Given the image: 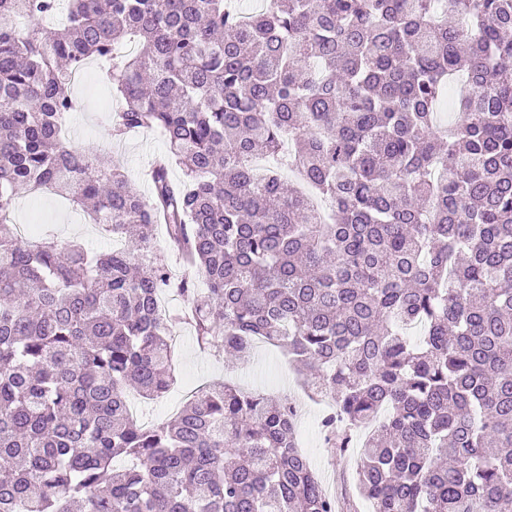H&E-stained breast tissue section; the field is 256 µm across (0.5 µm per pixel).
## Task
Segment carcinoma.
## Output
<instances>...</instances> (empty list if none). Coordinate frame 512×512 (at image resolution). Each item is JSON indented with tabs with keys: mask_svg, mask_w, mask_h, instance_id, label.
Here are the masks:
<instances>
[{
	"mask_svg": "<svg viewBox=\"0 0 512 512\" xmlns=\"http://www.w3.org/2000/svg\"><path fill=\"white\" fill-rule=\"evenodd\" d=\"M436 2L0 0V512H339L286 398L213 382L131 418L128 389L173 383L179 323L238 360L287 350L332 447L368 430L372 512H512V0ZM92 58L114 131L166 138L148 197L61 136ZM42 187L124 247L23 238L17 190ZM152 247L157 257L163 259L170 268L175 278H180L183 274V268L180 258L175 254L168 245L165 229L158 227L155 231Z\"/></svg>",
	"mask_w": 512,
	"mask_h": 512,
	"instance_id": "cac0c4a2",
	"label": "carcinoma"
}]
</instances>
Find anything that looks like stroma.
<instances>
[{
  "instance_id": "35a3bbf8",
  "label": "stroma",
  "mask_w": 512,
  "mask_h": 512,
  "mask_svg": "<svg viewBox=\"0 0 512 512\" xmlns=\"http://www.w3.org/2000/svg\"><path fill=\"white\" fill-rule=\"evenodd\" d=\"M70 92L80 107L68 122V145L91 156L111 154L120 160L125 175L142 192H149L150 184L146 179L149 164L167 150L161 131H132L114 136L112 115L117 100L99 61L87 64L84 77L73 82ZM11 218L24 231L31 225H39L41 233L50 235L61 245L77 242L92 253L113 246L111 237L98 225L90 223L81 210L49 191H19ZM176 336L172 348L177 381L163 397L144 404L145 414L140 418L143 424L168 419L194 392L218 379H231L277 398L304 389L301 376L279 349L257 347L252 363L241 368L221 351L200 349L187 325H178ZM322 411V403L306 400L304 414L297 420L299 445L318 478L339 499L343 512H369V502L359 496L355 487L359 451L350 448L341 453L327 445L319 430Z\"/></svg>"
}]
</instances>
